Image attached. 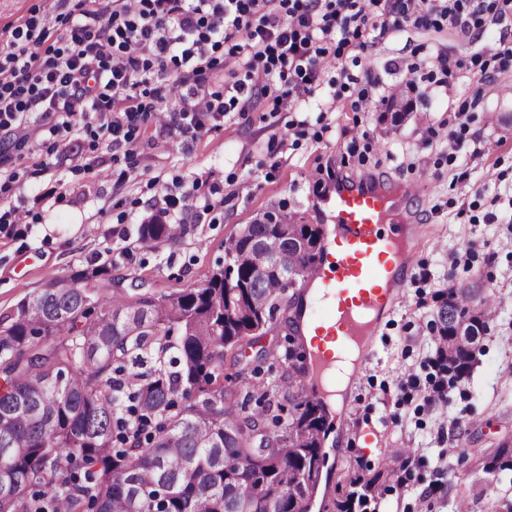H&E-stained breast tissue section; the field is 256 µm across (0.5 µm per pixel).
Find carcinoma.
I'll return each mask as SVG.
<instances>
[{
    "mask_svg": "<svg viewBox=\"0 0 512 512\" xmlns=\"http://www.w3.org/2000/svg\"><path fill=\"white\" fill-rule=\"evenodd\" d=\"M295 223L281 207L244 225L224 270L199 288L105 297L115 279L99 266L47 282L0 317V512H309L330 430L324 407L295 393L294 375L281 402L264 392L252 410L221 382L225 351L272 326L288 291L316 270L323 229L297 234ZM184 233L161 221L139 228L154 247ZM280 253L286 276L273 268ZM93 278L99 288L81 285ZM497 309L477 283L438 295L433 331L449 379L468 376L476 358L459 326L483 337ZM153 349L158 367L124 376ZM393 470L348 476L337 512H365ZM482 470L512 473V445Z\"/></svg>",
    "mask_w": 512,
    "mask_h": 512,
    "instance_id": "obj_1",
    "label": "carcinoma"
}]
</instances>
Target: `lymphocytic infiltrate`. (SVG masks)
Wrapping results in <instances>:
<instances>
[{"mask_svg": "<svg viewBox=\"0 0 512 512\" xmlns=\"http://www.w3.org/2000/svg\"><path fill=\"white\" fill-rule=\"evenodd\" d=\"M482 0H82L59 46L42 48L32 15L0 55V130L56 116L55 130L99 128L114 143L154 109L202 133L206 117L249 111L254 91L274 104L311 98L337 46L381 38L402 24L466 27ZM227 45L224 94L211 92V49Z\"/></svg>", "mask_w": 512, "mask_h": 512, "instance_id": "lymphocytic-infiltrate-1", "label": "lymphocytic infiltrate"}]
</instances>
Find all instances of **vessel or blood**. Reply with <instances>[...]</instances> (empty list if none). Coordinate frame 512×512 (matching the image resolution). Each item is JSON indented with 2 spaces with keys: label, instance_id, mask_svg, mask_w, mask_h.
Instances as JSON below:
<instances>
[{
  "label": "vessel or blood",
  "instance_id": "vessel-or-blood-1",
  "mask_svg": "<svg viewBox=\"0 0 512 512\" xmlns=\"http://www.w3.org/2000/svg\"><path fill=\"white\" fill-rule=\"evenodd\" d=\"M412 193L411 186L397 193L365 177L328 190L325 207L335 232L324 236L322 259L310 280L313 302L305 325L314 338L307 385L335 367L328 343L346 348L368 341L377 327L375 314L393 303V270L409 268L413 244L386 234L384 227L400 221L402 203Z\"/></svg>",
  "mask_w": 512,
  "mask_h": 512
}]
</instances>
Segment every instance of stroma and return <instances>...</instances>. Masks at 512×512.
<instances>
[{"mask_svg": "<svg viewBox=\"0 0 512 512\" xmlns=\"http://www.w3.org/2000/svg\"><path fill=\"white\" fill-rule=\"evenodd\" d=\"M35 13L47 18L46 45L58 43L67 26L54 0H0V50L9 29ZM507 48L512 11L495 6L466 33L443 21L406 23L368 46L342 47L359 83L343 84L326 66L307 103L278 108L261 95L251 111L225 113L198 137L153 117L121 144L107 134L54 135L41 122L28 125L20 146L0 132V148L14 156L0 169L8 187L0 208L28 212L25 223L0 229V317L49 280L103 264L157 295L197 288L223 263L227 241L266 212L283 206L298 223L321 224V198L336 180L413 183L412 268L332 420L312 512H332L348 473L372 476L399 448L414 451L408 468L370 512H457L461 501L468 512H498L512 480L483 472L481 462L512 440V67L495 57ZM441 58L456 64L448 94L432 80ZM398 90L406 107L395 124ZM52 188L56 200L42 201ZM206 204L208 218L196 220ZM156 217L183 221L176 244L140 241V225ZM472 281L501 309L469 377L448 383L443 402L426 403L440 378L430 326L436 298L449 283ZM296 308L285 303L277 322L239 349L225 386L246 391L258 365L276 383L307 368Z\"/></svg>", "mask_w": 512, "mask_h": 512, "instance_id": "35a3bbf8", "label": "stroma"}]
</instances>
